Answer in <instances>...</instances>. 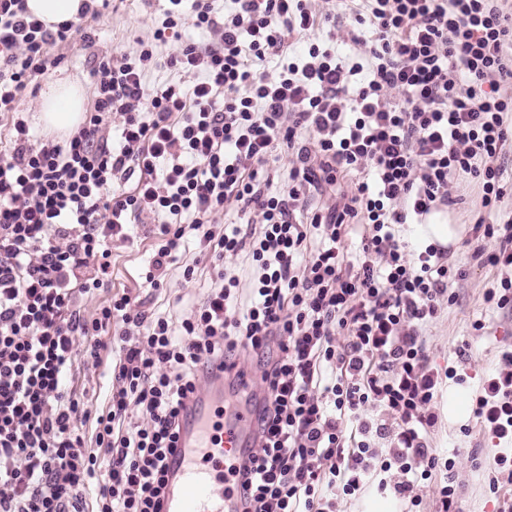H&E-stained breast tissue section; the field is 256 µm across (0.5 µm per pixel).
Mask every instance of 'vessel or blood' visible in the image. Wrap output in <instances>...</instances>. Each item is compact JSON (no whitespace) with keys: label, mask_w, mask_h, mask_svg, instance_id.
<instances>
[{"label":"vessel or blood","mask_w":512,"mask_h":512,"mask_svg":"<svg viewBox=\"0 0 512 512\" xmlns=\"http://www.w3.org/2000/svg\"><path fill=\"white\" fill-rule=\"evenodd\" d=\"M199 411L180 432L185 452L169 472L166 512H234L237 491L224 468L246 447L249 410L225 408L213 384L199 392Z\"/></svg>","instance_id":"obj_1"}]
</instances>
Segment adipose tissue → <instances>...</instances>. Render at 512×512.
<instances>
[{"label":"adipose tissue","mask_w":512,"mask_h":512,"mask_svg":"<svg viewBox=\"0 0 512 512\" xmlns=\"http://www.w3.org/2000/svg\"><path fill=\"white\" fill-rule=\"evenodd\" d=\"M83 110L81 88L69 80L57 78L43 91L36 119L46 131L66 133L80 123Z\"/></svg>","instance_id":"1"}]
</instances>
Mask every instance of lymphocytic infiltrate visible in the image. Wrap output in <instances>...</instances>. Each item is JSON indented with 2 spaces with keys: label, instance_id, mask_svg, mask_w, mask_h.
I'll return each mask as SVG.
<instances>
[{
  "label": "lymphocytic infiltrate",
  "instance_id": "lymphocytic-infiltrate-1",
  "mask_svg": "<svg viewBox=\"0 0 512 512\" xmlns=\"http://www.w3.org/2000/svg\"><path fill=\"white\" fill-rule=\"evenodd\" d=\"M108 6L85 0L50 29L25 0H0V512H163L182 422L217 363L225 407L252 413L229 462L239 512H336L370 483L421 506L418 483L439 465L416 430L436 386L421 335L464 273L435 245L413 253L398 227L477 186L474 229L494 247L473 257L500 277L485 299L512 304V214L500 210L512 0H338L336 15L313 0H166L136 54L93 70L84 120L65 139L35 137L22 94L60 65L50 47L88 37ZM189 18L210 42L161 56ZM269 58L272 75L258 69ZM161 61L195 82L146 91ZM135 218L159 228L151 288L174 263L187 282L212 272L180 322L125 293L80 311ZM189 236L197 252L182 262ZM242 253L245 282L229 265ZM108 350L115 387L94 410L64 376ZM244 352L260 393L238 387ZM374 405L404 426L383 460L370 439L348 446L337 422ZM475 413L512 437L511 370Z\"/></svg>",
  "mask_w": 512,
  "mask_h": 512
}]
</instances>
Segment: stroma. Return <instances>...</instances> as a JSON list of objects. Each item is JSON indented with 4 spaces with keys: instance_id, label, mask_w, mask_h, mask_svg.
Here are the masks:
<instances>
[{
    "instance_id": "1",
    "label": "stroma",
    "mask_w": 512,
    "mask_h": 512,
    "mask_svg": "<svg viewBox=\"0 0 512 512\" xmlns=\"http://www.w3.org/2000/svg\"><path fill=\"white\" fill-rule=\"evenodd\" d=\"M153 22L144 0H114L112 10L94 21L89 40H74L62 47L64 56L59 67L38 77L33 89L21 100L23 110L36 112L42 91L49 79L61 77L78 83L85 97H92L90 72L99 58L115 52H136L137 38L150 35ZM450 219L466 225L462 239L452 245V261L466 271L463 281L451 286L452 304L444 306L430 325L424 338L426 353L433 370L443 373L439 398L432 408V419L419 429L425 445L440 459L449 461L448 469L433 473L417 489L425 512H431L441 484L456 490L455 512H507L512 507V481L495 475L489 462L496 452L495 441L481 420L473 413L476 397L489 375L507 369L505 353L512 352V306L497 307L486 302L484 293L495 273L491 267L479 266L471 255L481 241L470 228L472 219L466 208L450 213ZM130 240L112 242V281L96 296L83 300L85 315L112 295L128 293L147 302L148 306L181 320L194 303L202 300L210 284L208 271H201L195 282H184L179 268L168 270L160 290H152L142 278L158 241L151 225L134 223L129 227ZM482 330H474V323ZM110 360L100 365H75L66 376V385L87 391L92 407L101 406L112 391ZM464 397V410L451 416L447 410L455 397Z\"/></svg>"
}]
</instances>
